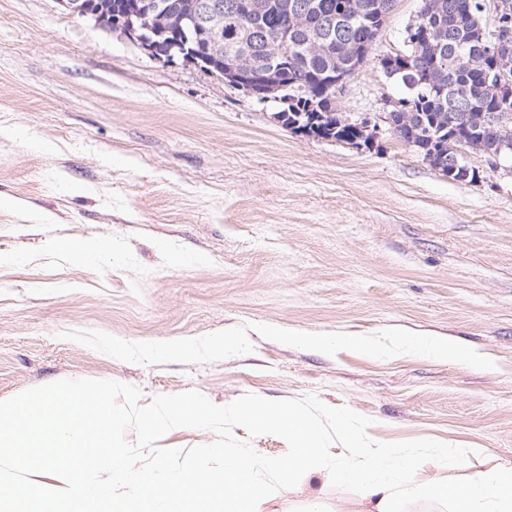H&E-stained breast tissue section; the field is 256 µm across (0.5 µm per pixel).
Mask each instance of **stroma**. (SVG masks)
Listing matches in <instances>:
<instances>
[{
    "label": "stroma",
    "instance_id": "1",
    "mask_svg": "<svg viewBox=\"0 0 512 512\" xmlns=\"http://www.w3.org/2000/svg\"><path fill=\"white\" fill-rule=\"evenodd\" d=\"M421 5L395 0L340 111L372 118L404 95L379 58ZM281 108L57 0H0V401L61 379L132 385L145 404L314 396L370 418L375 441L471 449L417 482L512 463V177L474 154L478 180L453 182L387 129L357 148L291 131ZM83 243L100 256H73ZM397 328L489 365L396 346ZM227 331L239 346L213 351ZM336 332L371 347L306 342ZM164 344L196 355H150ZM267 509L369 504L310 473Z\"/></svg>",
    "mask_w": 512,
    "mask_h": 512
}]
</instances>
